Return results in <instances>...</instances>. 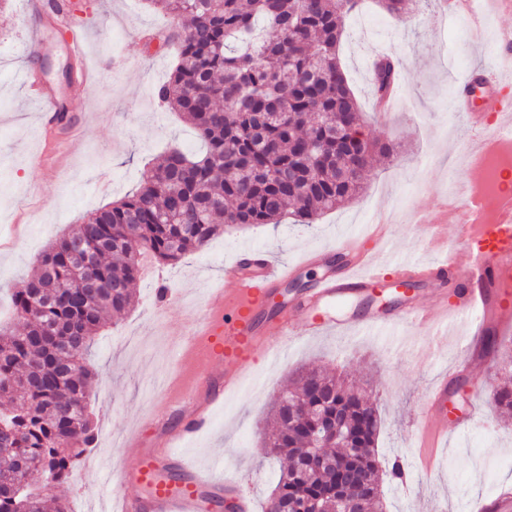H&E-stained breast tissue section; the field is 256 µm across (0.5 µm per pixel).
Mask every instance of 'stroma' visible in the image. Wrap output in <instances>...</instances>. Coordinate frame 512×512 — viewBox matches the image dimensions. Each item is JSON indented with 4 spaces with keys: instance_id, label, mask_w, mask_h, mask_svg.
Returning a JSON list of instances; mask_svg holds the SVG:
<instances>
[{
    "instance_id": "stroma-1",
    "label": "stroma",
    "mask_w": 512,
    "mask_h": 512,
    "mask_svg": "<svg viewBox=\"0 0 512 512\" xmlns=\"http://www.w3.org/2000/svg\"><path fill=\"white\" fill-rule=\"evenodd\" d=\"M72 27L85 36L96 78L72 111L82 125L62 163L42 153V124L24 107L20 73L29 35L19 22L23 0H0V297L31 276L48 244L77 220L134 191L154 158L171 147L198 153L202 145L183 117L161 103L157 89L175 64V51L154 48L147 39L169 20L145 0H67ZM485 18L484 36L469 34L466 18L440 22L439 0H419L408 20H397L375 0L346 22L338 47L340 62L374 138L395 144L396 154L377 158L362 192L344 206L303 226L290 221L251 224L214 237L203 249L175 265L156 264L169 287L202 288L224 262L245 247L270 250L276 261L298 260L302 251L321 248L343 236L362 235L373 214L389 211L393 250L403 260L425 259L419 230L442 220L440 205L449 182L467 173L455 143L466 135L454 112L452 72L480 66L494 72L495 36L512 29V14L477 5ZM56 34L35 74L54 89L67 83L70 62ZM399 59L398 98L380 119L372 91V64L380 56ZM136 303L115 315L94 338L91 361L110 377L93 392L91 405L101 434L87 449L69 485L45 486L48 512L57 501L69 512H105L108 501L95 479L98 471L122 462L127 428L148 416L156 400L151 386L170 369L167 335L194 316L184 304L171 305L162 320L152 318L153 279L140 277ZM465 337L463 324L449 327L430 343V359L408 352L416 337L390 331L381 337L327 334L293 343L277 362L260 361L239 393L224 400L211 429L190 443V462L207 466L223 457L227 468L249 481L255 512L279 477L280 463L262 453V429L272 398L288 379L311 367L345 373L364 385L378 407L382 426L377 441L384 459L402 458L405 483L385 486L386 512H480L502 485H512V424L498 421L485 396L461 385L453 399L456 416L473 415L464 437L442 442L436 472L421 478L415 467L419 409L438 375L455 374Z\"/></svg>"
}]
</instances>
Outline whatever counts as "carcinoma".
<instances>
[{"label": "carcinoma", "instance_id": "cac0c4a2", "mask_svg": "<svg viewBox=\"0 0 512 512\" xmlns=\"http://www.w3.org/2000/svg\"><path fill=\"white\" fill-rule=\"evenodd\" d=\"M176 21L165 41L176 62L158 98L182 114L205 146L174 148L131 194L55 239L39 272L11 289L8 322L22 330L0 345V512H42L31 476L71 482L84 449L98 438L88 397L96 373L88 353L108 314L135 302L134 285L149 255L173 264L227 229L302 224L355 198L387 142L361 146L336 138V122L361 120L337 55L344 20L358 0H149ZM396 18L410 0H379ZM397 65L375 63L381 92ZM500 369L512 373V344L485 338ZM497 412L512 413V388L488 393ZM277 423L266 454L286 459L267 512H311L336 498H373L384 512L381 417L374 404L333 372L300 373L271 407Z\"/></svg>", "mask_w": 512, "mask_h": 512}]
</instances>
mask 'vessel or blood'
<instances>
[{
  "label": "vessel or blood",
  "instance_id": "obj_1",
  "mask_svg": "<svg viewBox=\"0 0 512 512\" xmlns=\"http://www.w3.org/2000/svg\"><path fill=\"white\" fill-rule=\"evenodd\" d=\"M443 15L448 19L468 16L477 31L483 26L472 0H445ZM66 46L75 63L74 86L84 92L91 73L84 62L83 39L69 31ZM497 70L490 78L492 95L486 113L464 115L472 133L464 154H478L493 136L512 132V105L503 98L512 90L511 34L499 44ZM25 90L38 105L43 122L53 121L61 112L60 99L44 83L26 79ZM449 230L463 243L468 262H459L447 249ZM390 232V225L380 219L364 241L344 238L329 250L305 253L292 264L275 263L268 253L246 248L225 265L222 277L203 289V304L194 319L169 338L175 359L169 381L177 386L176 401L191 402L192 408L172 409V401L160 396L150 446L136 449L128 464L101 477L102 485L112 491L113 512H207L227 493L235 494L240 512H250L252 499L235 479L219 475L214 467L192 466L180 447L210 428L217 407L251 373L257 355L283 356L286 338L296 333L311 337L353 328L372 335L401 326L433 335L450 317L464 321L474 340L512 328L511 193L501 196L493 223H474L470 206L460 205L450 211L445 224L432 225L427 243L437 255L432 262L388 259ZM327 252L338 257V265L313 287L299 289L290 300L277 303L282 286L319 263ZM398 278L426 285V298L387 310L368 306L344 311L345 302L370 289H390ZM448 398V379L443 376L421 412L423 437L432 454L448 430L466 429L462 420L449 425ZM128 486L136 488V495L125 494Z\"/></svg>",
  "mask_w": 512,
  "mask_h": 512
}]
</instances>
